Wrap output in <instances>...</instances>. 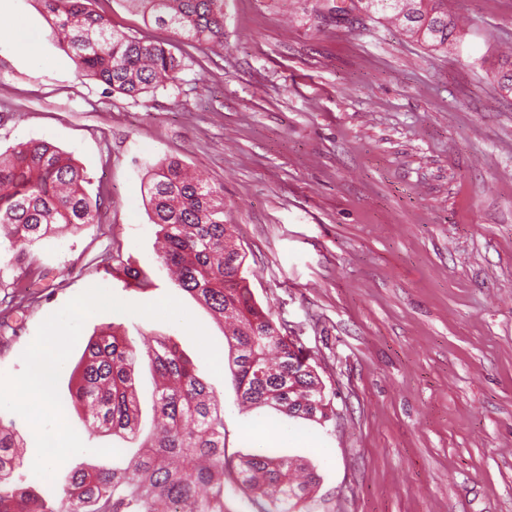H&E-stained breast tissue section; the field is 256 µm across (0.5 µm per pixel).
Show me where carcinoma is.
<instances>
[{
  "label": "carcinoma",
  "mask_w": 512,
  "mask_h": 512,
  "mask_svg": "<svg viewBox=\"0 0 512 512\" xmlns=\"http://www.w3.org/2000/svg\"><path fill=\"white\" fill-rule=\"evenodd\" d=\"M92 0H38L52 38L70 53L79 76L110 93L137 98L176 81L187 56L147 36L119 32L90 8ZM158 26L192 43L224 45V0H126ZM355 8L391 23L434 52L459 38L448 0H357ZM86 174L51 142L30 139L0 154V224L10 229L9 263L57 225L79 229L101 218ZM162 240L157 262L174 285L225 327L228 369L239 406L272 409L321 426L336 417L333 398L319 390L311 355L293 351L286 327L254 299L241 266L233 224L224 221V187L189 176L176 160L150 171L146 185ZM112 277L149 285L145 270L124 263ZM148 361L158 384L154 410L160 430L140 443L145 452L121 465L80 468L60 496L46 498L16 477L20 436L0 424V512H226L230 491L252 512H301L320 476L300 459L226 450L224 401L168 336H149L136 351L102 330L90 336L72 373L73 398L90 434L138 439L135 381Z\"/></svg>",
  "instance_id": "carcinoma-1"
}]
</instances>
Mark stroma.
I'll use <instances>...</instances> for the list:
<instances>
[{"label":"stroma","instance_id":"35a3bbf8","mask_svg":"<svg viewBox=\"0 0 512 512\" xmlns=\"http://www.w3.org/2000/svg\"><path fill=\"white\" fill-rule=\"evenodd\" d=\"M336 4L346 18H321L320 0H224L217 55L126 0H93L113 29L189 54L175 82L133 99L77 76L36 0H0V153L47 139L104 202L99 222L28 248L26 306L0 261V375L18 374L39 325L96 285L132 303L175 296L226 358L223 329L165 269L143 290L107 268L153 257L148 170L176 159L223 185L256 300L310 352L336 409L323 426L239 410L229 371L211 374L183 328L98 313L58 383L87 452L39 478L31 427L0 410L23 439L26 484L55 495L70 471L111 466L100 448L136 453L90 436L71 399L88 337L110 326L138 348L176 342L224 399L229 451L257 452L245 432L261 427L268 452L308 461L321 477L309 512H512V96L496 78L512 0H448L465 26L448 55Z\"/></svg>","mask_w":512,"mask_h":512}]
</instances>
